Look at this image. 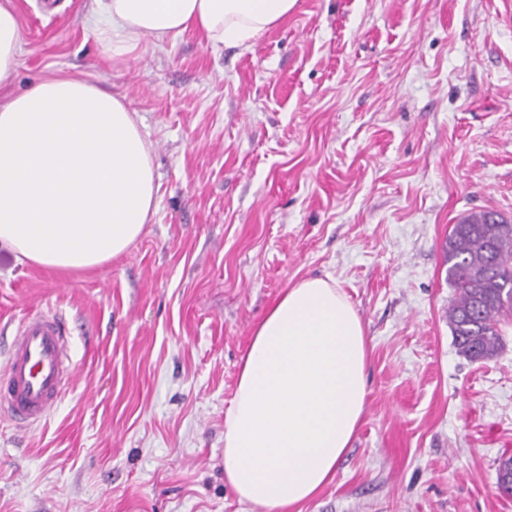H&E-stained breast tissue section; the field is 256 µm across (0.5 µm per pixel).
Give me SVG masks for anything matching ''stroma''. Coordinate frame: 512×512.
Segmentation results:
<instances>
[{"label":"stroma","instance_id":"35a3bbf8","mask_svg":"<svg viewBox=\"0 0 512 512\" xmlns=\"http://www.w3.org/2000/svg\"><path fill=\"white\" fill-rule=\"evenodd\" d=\"M9 4L0 101L55 75L123 96L159 208L86 273L0 249V366L38 313L75 368L40 424L0 413V512H252L224 484V417L254 326L307 277L359 314L368 394L296 512H512V315L493 358L461 355L444 254L463 216L512 222V0H297L246 51L189 30L120 58L95 0ZM20 28L15 10L0 4V83L9 79L17 65Z\"/></svg>","mask_w":512,"mask_h":512}]
</instances>
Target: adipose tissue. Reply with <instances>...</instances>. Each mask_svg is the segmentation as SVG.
Listing matches in <instances>:
<instances>
[{
  "mask_svg": "<svg viewBox=\"0 0 512 512\" xmlns=\"http://www.w3.org/2000/svg\"><path fill=\"white\" fill-rule=\"evenodd\" d=\"M98 35L121 56L188 30L249 49L296 0H101ZM20 28L0 0V82ZM157 207L152 156L123 100L58 76L0 104V248L65 276L123 256ZM367 397L362 321L335 284L287 288L252 331L224 418V483L253 512H293L335 474Z\"/></svg>",
  "mask_w": 512,
  "mask_h": 512,
  "instance_id": "1",
  "label": "adipose tissue"
}]
</instances>
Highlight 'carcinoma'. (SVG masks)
<instances>
[{"instance_id": "cac0c4a2", "label": "carcinoma", "mask_w": 512, "mask_h": 512, "mask_svg": "<svg viewBox=\"0 0 512 512\" xmlns=\"http://www.w3.org/2000/svg\"><path fill=\"white\" fill-rule=\"evenodd\" d=\"M457 297L448 322L464 356L481 362L499 346V317L512 312V223L481 211L453 225L445 244Z\"/></svg>"}]
</instances>
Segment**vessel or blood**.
<instances>
[{"label": "vessel or blood", "mask_w": 512, "mask_h": 512, "mask_svg": "<svg viewBox=\"0 0 512 512\" xmlns=\"http://www.w3.org/2000/svg\"><path fill=\"white\" fill-rule=\"evenodd\" d=\"M67 340L56 317L25 318L0 371V411L16 427L40 423L55 407L69 373Z\"/></svg>", "instance_id": "1"}]
</instances>
